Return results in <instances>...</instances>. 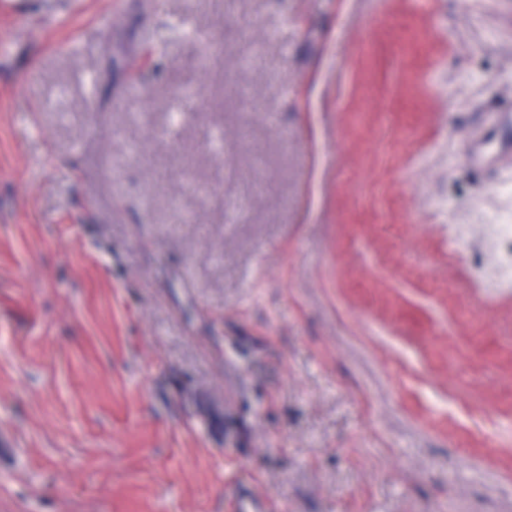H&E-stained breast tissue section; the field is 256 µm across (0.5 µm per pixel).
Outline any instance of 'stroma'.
Masks as SVG:
<instances>
[{"label":"stroma","instance_id":"stroma-1","mask_svg":"<svg viewBox=\"0 0 512 512\" xmlns=\"http://www.w3.org/2000/svg\"><path fill=\"white\" fill-rule=\"evenodd\" d=\"M512 0H0V512H512Z\"/></svg>","mask_w":512,"mask_h":512}]
</instances>
